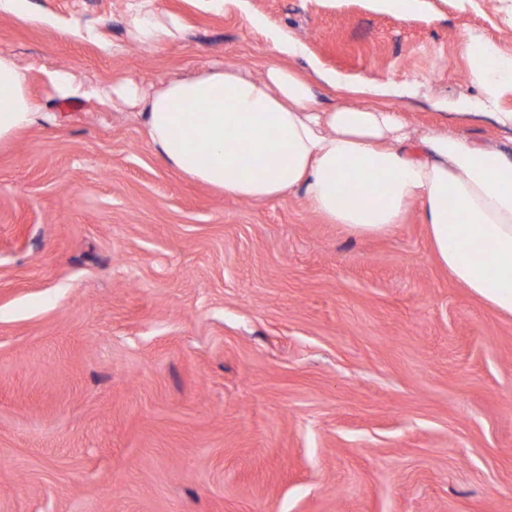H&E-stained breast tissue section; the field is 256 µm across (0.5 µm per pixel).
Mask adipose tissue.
<instances>
[{
    "mask_svg": "<svg viewBox=\"0 0 512 512\" xmlns=\"http://www.w3.org/2000/svg\"><path fill=\"white\" fill-rule=\"evenodd\" d=\"M181 32L177 17L138 12L132 36L157 47ZM280 60L262 77L213 64L147 95L118 83L103 98L142 101V123L164 162L225 195L268 202L300 192L327 223L355 236H380L417 208L438 263L496 311L512 315V144L484 145L444 127H413L404 112L379 105L391 85H368L369 104L324 103L319 85L339 89L332 73L312 81L283 65L301 51L273 36ZM481 98L451 104L458 121L491 119L512 132V112L497 111L494 90L512 79V60L485 47L470 56ZM28 76L0 53V147L29 128L39 106Z\"/></svg>",
    "mask_w": 512,
    "mask_h": 512,
    "instance_id": "adipose-tissue-1",
    "label": "adipose tissue"
}]
</instances>
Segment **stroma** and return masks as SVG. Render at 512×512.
<instances>
[{
    "label": "stroma",
    "mask_w": 512,
    "mask_h": 512,
    "mask_svg": "<svg viewBox=\"0 0 512 512\" xmlns=\"http://www.w3.org/2000/svg\"><path fill=\"white\" fill-rule=\"evenodd\" d=\"M139 2L0 11L46 115L0 149V512H512V316L439 266L419 211L355 237L294 193L224 195L98 95L262 76L278 31L295 67L441 125L436 102L481 94L473 49L512 59V0H153L184 24L153 49ZM48 77L58 94L65 99L79 98L85 95L81 88L75 85L69 75L60 70L48 71Z\"/></svg>",
    "instance_id": "obj_1"
}]
</instances>
